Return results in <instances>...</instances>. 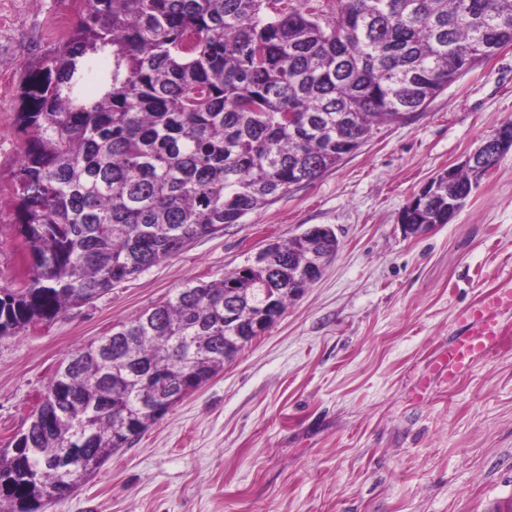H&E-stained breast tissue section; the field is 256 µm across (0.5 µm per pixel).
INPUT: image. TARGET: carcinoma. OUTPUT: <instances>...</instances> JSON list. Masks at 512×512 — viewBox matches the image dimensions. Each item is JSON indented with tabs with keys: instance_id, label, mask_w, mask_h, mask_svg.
I'll list each match as a JSON object with an SVG mask.
<instances>
[{
	"instance_id": "carcinoma-1",
	"label": "carcinoma",
	"mask_w": 512,
	"mask_h": 512,
	"mask_svg": "<svg viewBox=\"0 0 512 512\" xmlns=\"http://www.w3.org/2000/svg\"><path fill=\"white\" fill-rule=\"evenodd\" d=\"M26 77L13 174L22 272L0 338L51 321L320 177L512 45V0H82ZM480 177L431 180L401 224H447ZM320 226L186 284L70 352L0 448V512H45L272 326L332 260Z\"/></svg>"
}]
</instances>
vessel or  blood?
Wrapping results in <instances>:
<instances>
[{"label": "vessel or blood", "instance_id": "1", "mask_svg": "<svg viewBox=\"0 0 512 512\" xmlns=\"http://www.w3.org/2000/svg\"><path fill=\"white\" fill-rule=\"evenodd\" d=\"M512 308V289L486 295L476 307L463 316V330L440 356L441 370L455 379L476 357L486 354L512 334V327L499 324L500 308Z\"/></svg>", "mask_w": 512, "mask_h": 512}]
</instances>
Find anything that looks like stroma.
Here are the masks:
<instances>
[{
  "mask_svg": "<svg viewBox=\"0 0 512 512\" xmlns=\"http://www.w3.org/2000/svg\"><path fill=\"white\" fill-rule=\"evenodd\" d=\"M76 0H0V287L18 283L8 192L30 67ZM512 121V45L319 178L66 315L0 339V448L72 350L265 245L332 227L340 249L264 334L48 512H506L512 341L455 381L435 371L457 314L512 289V150L455 218L404 232L402 209Z\"/></svg>",
  "mask_w": 512,
  "mask_h": 512,
  "instance_id": "stroma-1",
  "label": "stroma"
}]
</instances>
